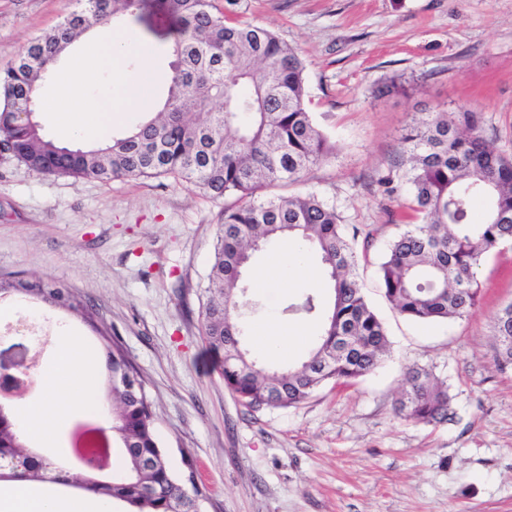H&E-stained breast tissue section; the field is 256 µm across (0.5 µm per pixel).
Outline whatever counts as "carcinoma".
I'll return each mask as SVG.
<instances>
[{"mask_svg": "<svg viewBox=\"0 0 512 512\" xmlns=\"http://www.w3.org/2000/svg\"><path fill=\"white\" fill-rule=\"evenodd\" d=\"M243 0H82L80 11L33 42L0 71V142L17 161L42 174L109 182L170 176L224 206L207 274L202 335L223 352L224 386L245 406L287 408L331 381L347 383L373 371L388 352L384 326L359 279L358 230L349 234L336 207L316 194L264 197L261 191L298 181L335 156L336 146L306 106L305 65L271 30L234 20ZM159 6L175 24L176 63L163 108L125 135L94 149L70 148L48 138L39 121L18 124L39 81L92 22L105 27L124 13ZM410 81L388 78L381 95H408ZM405 169L382 186H408L417 222L406 225L379 265L386 300L414 321L469 315L479 300L477 269L503 244H512V158L485 137L480 115L461 106L419 112L401 136ZM483 202L482 217L475 215ZM297 236L320 257L330 299L319 335L305 358L272 371L244 343L238 319L243 270L253 253L273 240ZM52 307L93 322L83 300L62 290ZM105 348L106 395L112 398V479L89 464L55 468L52 482L111 498L126 512H202L193 476L171 471L159 444L144 381L116 342ZM491 355L512 370V303L495 318ZM130 375L136 390L114 387L111 376ZM398 399L401 415L417 423L450 419L448 387L426 368H410ZM15 418L0 420V455L15 451ZM48 458L29 448L0 482L41 480Z\"/></svg>", "mask_w": 512, "mask_h": 512, "instance_id": "cac0c4a2", "label": "carcinoma"}]
</instances>
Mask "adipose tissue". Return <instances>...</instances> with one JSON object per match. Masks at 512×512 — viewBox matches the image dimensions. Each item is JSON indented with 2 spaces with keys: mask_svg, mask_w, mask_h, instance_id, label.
<instances>
[{
  "mask_svg": "<svg viewBox=\"0 0 512 512\" xmlns=\"http://www.w3.org/2000/svg\"><path fill=\"white\" fill-rule=\"evenodd\" d=\"M150 51L121 24L92 27L81 42V53L58 80L42 107L60 114L59 131L67 138L89 142L107 138L114 124L123 122L130 96H142L144 78L132 70L134 59H148ZM93 357L71 336L60 337L53 368L40 377L42 393L17 418L21 440H48L56 427L92 409ZM111 500L63 495L49 483L14 482L0 495V512H112Z\"/></svg>",
  "mask_w": 512,
  "mask_h": 512,
  "instance_id": "ef3b65f1",
  "label": "adipose tissue"
}]
</instances>
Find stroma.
Wrapping results in <instances>:
<instances>
[{
  "label": "stroma",
  "instance_id": "obj_1",
  "mask_svg": "<svg viewBox=\"0 0 512 512\" xmlns=\"http://www.w3.org/2000/svg\"><path fill=\"white\" fill-rule=\"evenodd\" d=\"M78 0H0V70L78 10ZM242 20L266 27L305 64L307 108L337 155L275 195L315 193L342 220L371 232L359 267L390 352L350 385L328 383L307 401L253 411L224 386L220 357L202 336L206 275L223 201L171 177L102 182L35 172L0 154V276L41 281L83 299L93 323L8 294L1 303L35 336L0 339V363L40 349L49 371L58 339L93 351L105 378L100 331L114 334L146 383L161 448L176 474L194 472L207 512H512V372L489 358L493 320L512 302V246L481 263L470 315L420 323L384 298L377 265L403 230L405 191L378 181L400 161L414 113L465 104L480 112L495 148L512 157V0H249ZM123 26L153 51L149 83L165 100L171 19L160 9ZM392 75L416 77L411 96L374 97ZM313 297L316 312L290 305ZM242 322L317 336L327 280L292 274L248 288ZM411 367L448 387L452 417H401L396 400Z\"/></svg>",
  "mask_w": 512,
  "mask_h": 512
}]
</instances>
